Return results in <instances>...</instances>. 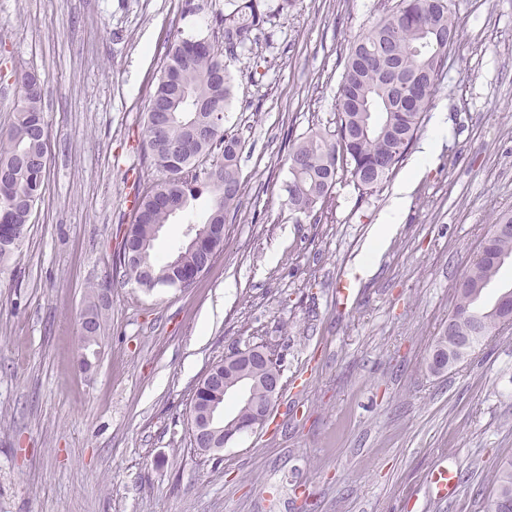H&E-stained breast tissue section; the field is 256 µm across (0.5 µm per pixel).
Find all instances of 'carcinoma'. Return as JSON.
Listing matches in <instances>:
<instances>
[{"instance_id": "obj_1", "label": "carcinoma", "mask_w": 512, "mask_h": 512, "mask_svg": "<svg viewBox=\"0 0 512 512\" xmlns=\"http://www.w3.org/2000/svg\"><path fill=\"white\" fill-rule=\"evenodd\" d=\"M265 0H228L215 16L222 30L218 46L204 39L177 38L168 44L164 64L143 118L140 147L150 164L165 173L134 200V219L126 245L136 259L123 265L126 279L150 292L174 285L173 277L205 266L209 252L224 246L227 216L237 209L241 192V141L225 128L232 93L229 72L236 50L257 41L268 23ZM459 36L450 0H398L373 29L353 42L338 90V125L329 134L319 130L292 142L289 148L288 203L300 213L314 212L336 183L338 172H348L358 188L373 190L402 162L420 128L429 93L416 102L398 106L408 83L435 85L448 59V46ZM20 101L14 121L0 135V263L20 251L34 210L46 190L47 166L34 168L25 155L40 150L48 138L43 117L44 79L35 71L20 79ZM221 151L223 162L204 184L189 177L202 156ZM211 207L196 230L211 227L201 240L186 241L177 252L161 254L156 226L172 218L166 204L184 201L188 211L203 193ZM512 259V237L492 238L470 262L469 277L486 284L458 313L471 311L484 335L492 336L501 311L486 300L503 262ZM488 496L486 512H496L500 496H512V461L503 466Z\"/></svg>"}]
</instances>
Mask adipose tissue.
<instances>
[{
	"instance_id": "1",
	"label": "adipose tissue",
	"mask_w": 512,
	"mask_h": 512,
	"mask_svg": "<svg viewBox=\"0 0 512 512\" xmlns=\"http://www.w3.org/2000/svg\"><path fill=\"white\" fill-rule=\"evenodd\" d=\"M434 132L422 142L419 152V167L411 169L397 185L391 198L389 206L383 213L379 224L374 225L369 242L365 249L366 257H373L380 253L387 240L392 235L398 218L404 208L410 202V195L414 189L415 182L421 174V164L429 162L436 156L442 146L444 136L447 132V124L443 113H436L433 118Z\"/></svg>"
}]
</instances>
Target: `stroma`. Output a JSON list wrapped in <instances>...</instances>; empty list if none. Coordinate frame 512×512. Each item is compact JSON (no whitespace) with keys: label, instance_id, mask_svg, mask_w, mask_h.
Listing matches in <instances>:
<instances>
[{"label":"stroma","instance_id":"35a3bbf8","mask_svg":"<svg viewBox=\"0 0 512 512\" xmlns=\"http://www.w3.org/2000/svg\"><path fill=\"white\" fill-rule=\"evenodd\" d=\"M0 0V133L17 76L45 80L46 191L0 266V512H485L512 460V329L435 375L454 286L512 210V0H451L460 37L422 127L374 192L338 175L315 216L288 203V142L333 132L354 37L395 0H296L230 70L240 203L186 288L128 283L132 201L159 178L138 146L168 43L220 42L225 0ZM445 113L448 134L395 233L362 258L395 184ZM353 297L336 301V282ZM108 289L90 369L85 311ZM262 343L282 357L263 430L218 455L187 421L208 368ZM458 476L438 499L437 466Z\"/></svg>","mask_w":512,"mask_h":512}]
</instances>
